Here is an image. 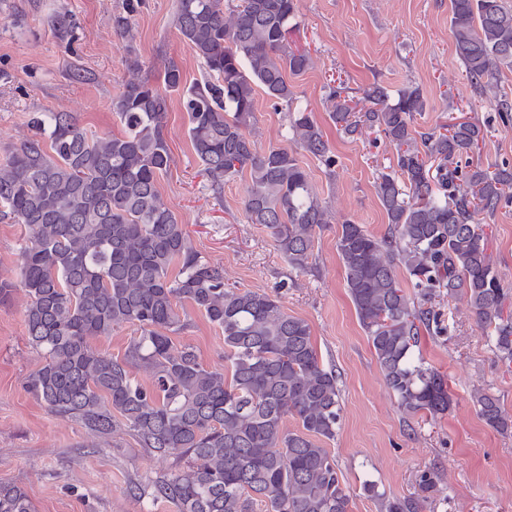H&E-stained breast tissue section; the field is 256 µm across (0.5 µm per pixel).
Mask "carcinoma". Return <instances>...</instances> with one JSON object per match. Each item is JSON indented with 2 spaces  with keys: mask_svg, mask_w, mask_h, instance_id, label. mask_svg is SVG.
Wrapping results in <instances>:
<instances>
[{
  "mask_svg": "<svg viewBox=\"0 0 512 512\" xmlns=\"http://www.w3.org/2000/svg\"><path fill=\"white\" fill-rule=\"evenodd\" d=\"M297 0H178L175 26L212 79L187 83L165 67L162 87L130 79L113 101L121 133H90L70 112H38L35 133L0 160V220L19 224L27 243L19 281L0 279V300L20 287L28 296L29 342L44 354L26 390L54 414L108 435L121 416L141 447L187 459L154 485L174 512H350L351 491L336 459L320 445L340 428L341 375L321 362L310 325L276 298L224 283L158 189L172 158L164 134L168 96L182 99L201 173L214 194L246 178L247 219L267 231L288 265L309 268L316 230L332 216L313 190L297 153L259 149L250 137L256 90L274 109L294 99L287 74L311 66L288 46ZM450 30L466 78L478 97L496 74L512 69V10L502 0H451ZM362 111L328 94L330 118L352 137L384 134L396 152L395 174L383 173L377 197L386 232L341 224L336 250L359 322L402 414L435 417L451 399L443 374L414 356L420 330L445 333L427 303L444 289L463 300L500 361L512 364V313L479 216L512 202V167L461 166L483 138L470 121L420 132L416 88L393 98L366 90ZM292 139L326 169L336 166L312 113L288 111ZM416 289L408 295L397 270ZM189 301L224 336V367L206 368L189 345L173 350L187 328L178 302ZM125 324L141 334L118 359L93 348ZM149 383H139L134 370ZM471 399L499 432L512 416L481 389ZM301 430L283 427L288 418ZM380 512H421L420 499L390 497L367 480ZM0 512H34L23 489L0 484Z\"/></svg>",
  "mask_w": 512,
  "mask_h": 512,
  "instance_id": "cac0c4a2",
  "label": "carcinoma"
}]
</instances>
